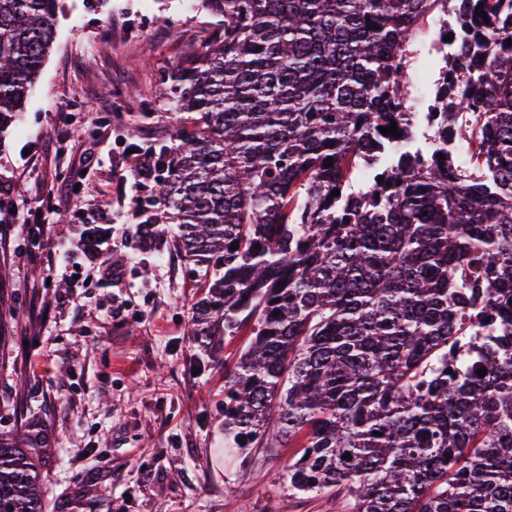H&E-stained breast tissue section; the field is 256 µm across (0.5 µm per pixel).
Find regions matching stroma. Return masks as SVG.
Wrapping results in <instances>:
<instances>
[{
  "instance_id": "obj_1",
  "label": "stroma",
  "mask_w": 512,
  "mask_h": 512,
  "mask_svg": "<svg viewBox=\"0 0 512 512\" xmlns=\"http://www.w3.org/2000/svg\"><path fill=\"white\" fill-rule=\"evenodd\" d=\"M62 5L26 109L0 135L4 202L41 225L36 236L0 226L11 332L33 339L0 360V424H37L51 443L44 512H340L335 492H288L298 442L225 460L224 366L246 338L204 346L190 335L202 296L195 266L165 248L87 254L81 225L68 221L76 196L114 238L133 236L140 190L126 180L125 142L181 122L163 75L210 36L211 17L186 0ZM147 108L153 119L139 122ZM76 266L84 284L69 277ZM95 487L109 499L92 497Z\"/></svg>"
}]
</instances>
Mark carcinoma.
<instances>
[{"label":"carcinoma","mask_w":512,"mask_h":512,"mask_svg":"<svg viewBox=\"0 0 512 512\" xmlns=\"http://www.w3.org/2000/svg\"><path fill=\"white\" fill-rule=\"evenodd\" d=\"M201 4L211 38L163 79L186 123L126 142L147 193L120 246L204 270L191 335L249 336L225 367L224 457L296 439L295 494L334 489L354 512H512V34L492 32L512 0ZM59 9L0 0L1 133ZM450 9L483 59L436 94L474 113L476 178L457 173L448 131L417 145L407 106L413 38ZM393 121L396 153L380 132ZM110 235L87 224L82 239ZM488 320L504 335H480ZM51 454L28 424L0 430V512H43Z\"/></svg>","instance_id":"cac0c4a2"}]
</instances>
